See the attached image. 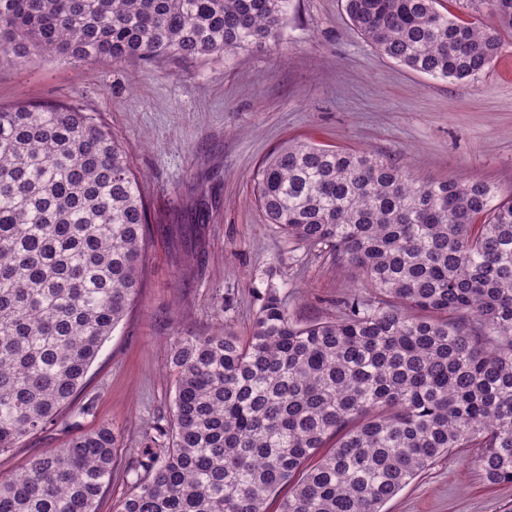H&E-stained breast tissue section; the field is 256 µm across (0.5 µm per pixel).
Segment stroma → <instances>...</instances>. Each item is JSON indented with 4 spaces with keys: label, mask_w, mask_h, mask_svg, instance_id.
Wrapping results in <instances>:
<instances>
[{
    "label": "stroma",
    "mask_w": 512,
    "mask_h": 512,
    "mask_svg": "<svg viewBox=\"0 0 512 512\" xmlns=\"http://www.w3.org/2000/svg\"><path fill=\"white\" fill-rule=\"evenodd\" d=\"M66 103L123 142L150 224L143 288L105 342L74 406L0 453V476L74 434L108 426L119 447L99 512L132 490L128 469L152 449L174 394L170 345L231 330L249 336L267 288L305 323L334 316L353 272L308 252L255 200L258 168L291 140L369 150L422 178L512 189V34L465 83L380 55L350 25L343 0H291L282 48L218 59L0 62V107ZM473 452L451 454L388 501L385 512H507L512 483L490 485Z\"/></svg>",
    "instance_id": "1"
}]
</instances>
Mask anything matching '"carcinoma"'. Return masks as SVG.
<instances>
[{"instance_id": "cac0c4a2", "label": "carcinoma", "mask_w": 512, "mask_h": 512, "mask_svg": "<svg viewBox=\"0 0 512 512\" xmlns=\"http://www.w3.org/2000/svg\"><path fill=\"white\" fill-rule=\"evenodd\" d=\"M345 0L381 55L465 82L512 31V0ZM289 0H0V58H219L279 50ZM489 11L498 26L481 19ZM281 233L357 275L300 323L268 289L250 336H180L162 448L116 512H383L459 448L512 483V193L416 176L366 151L290 142L256 174ZM149 234L124 147L64 103L0 108V452L52 423L141 288ZM112 429L0 477V512H97Z\"/></svg>"}]
</instances>
